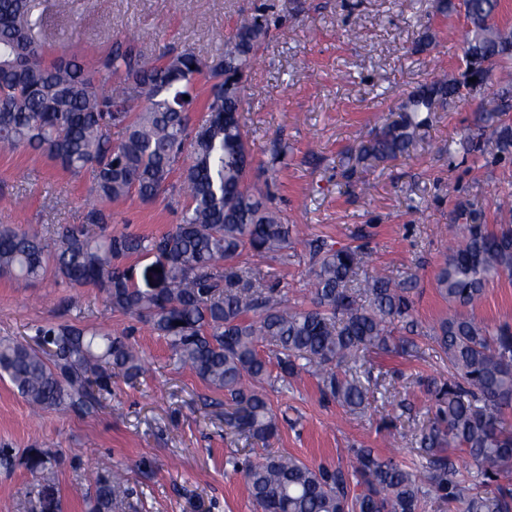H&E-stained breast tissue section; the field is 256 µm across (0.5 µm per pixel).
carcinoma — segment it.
I'll use <instances>...</instances> for the list:
<instances>
[{"label": "carcinoma", "instance_id": "cac0c4a2", "mask_svg": "<svg viewBox=\"0 0 512 512\" xmlns=\"http://www.w3.org/2000/svg\"><path fill=\"white\" fill-rule=\"evenodd\" d=\"M463 78H437L409 95L398 119L362 144L359 160L384 162L409 153L417 130L448 101L485 88L501 71L504 87L480 106L479 121L498 152L512 153V32L496 27L498 0H462ZM456 0H438L453 13ZM29 0H0V151L39 150L74 175L91 170L89 195L100 207L86 223L67 224L52 237L0 228V274L92 286L113 310L149 324L180 368L224 393L227 423L265 441L279 429L257 385L288 390L299 376L314 377L322 394L351 411L369 404L357 362L391 352L392 330L414 327L411 293L417 280L385 272L351 287L362 261L357 247H313L309 300L288 302V289L232 267L244 250L277 255L291 247L292 229L271 199L251 188L246 132L226 112L240 110L242 79L268 35L257 17L236 22L224 51L205 62L191 50L151 57L133 41H115L89 64L66 50L51 57L36 39ZM205 75L212 81L207 118L191 124ZM122 138L112 139V130ZM177 181H172V178ZM171 188L182 200L179 220L162 236L90 235L88 225L112 221L103 204L135 195L158 197ZM152 254L166 268L163 288L135 287L121 266ZM512 279V224L495 231L471 224L435 276L438 294L455 307H472L495 279ZM24 344L0 340V378L28 405L93 416L112 391V378L144 374L138 345L126 332L49 325ZM448 357L451 378L423 380L433 401L423 424L424 470L370 448H352L350 470L309 465L286 453L228 460L243 473L256 512H424L433 499L461 512H512V327L492 326L454 312L433 329ZM268 354L262 355L261 349ZM474 469L462 472L455 452ZM28 468L47 480L55 460L33 448ZM130 479L116 468L94 480L88 512H116Z\"/></svg>", "mask_w": 512, "mask_h": 512}]
</instances>
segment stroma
Returning <instances> with one entry per match:
<instances>
[{"mask_svg": "<svg viewBox=\"0 0 512 512\" xmlns=\"http://www.w3.org/2000/svg\"><path fill=\"white\" fill-rule=\"evenodd\" d=\"M437 0H71L56 13L54 0H31L47 52L60 45L93 61L118 38L138 40L151 56L193 49L210 59L244 14L265 15L270 34L243 83L240 116L251 154L248 182L268 193L294 230L287 257L245 251L238 268L276 277L289 300L302 299L311 245H364L361 273L387 269L415 275L412 335L417 353H379L368 365L379 386L361 412L324 398L303 375L290 389H268L274 411L287 423L266 441L311 465L350 467L349 448L388 453L386 430L400 438L397 454L419 466V429L430 403L418 380L448 378L446 356L430 334L450 307L435 275L462 229H497L511 219L497 208L512 196V156L497 155L491 135L467 151L481 97L462 93L432 115L416 146L395 161L361 163V144L397 117L402 98L440 75L461 77L466 63L463 12L444 15ZM434 39L419 45L423 26ZM89 174L73 176L44 154L0 153V225L52 232L84 223L90 208ZM109 232L157 237L177 223L169 194L145 202H112ZM478 320L512 325V280L489 283L475 310ZM60 323L127 329L146 361L130 382L117 376L93 417L33 412L10 383L0 380V448L12 449V471L0 469V512H31L25 494L34 476L30 449L61 455L51 497L61 512H86L84 495L96 475L126 469L135 512H255L243 480L227 460L256 440L224 424V396L178 369L148 324L112 311L90 286L71 287L54 275L38 282L0 277V338L34 342L35 330Z\"/></svg>", "mask_w": 512, "mask_h": 512, "instance_id": "35a3bbf8", "label": "stroma"}]
</instances>
